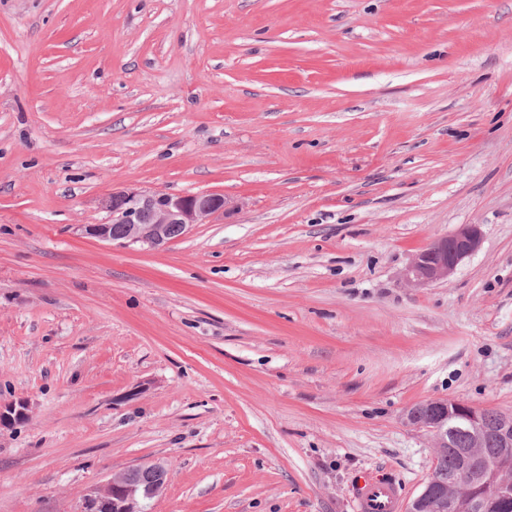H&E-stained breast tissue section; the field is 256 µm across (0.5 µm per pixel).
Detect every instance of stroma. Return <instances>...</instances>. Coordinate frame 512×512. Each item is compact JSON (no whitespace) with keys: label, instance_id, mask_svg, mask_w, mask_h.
Wrapping results in <instances>:
<instances>
[{"label":"stroma","instance_id":"35a3bbf8","mask_svg":"<svg viewBox=\"0 0 512 512\" xmlns=\"http://www.w3.org/2000/svg\"><path fill=\"white\" fill-rule=\"evenodd\" d=\"M117 187L226 205L156 251L75 233ZM446 398L512 413V0H0V512L146 463L150 512L410 500L405 415ZM480 243L479 225L462 224L453 233L436 239L419 252L403 270L402 278L414 288L447 281L458 265L478 250ZM353 498L355 512H402L405 501L399 482L376 474L360 476Z\"/></svg>","mask_w":512,"mask_h":512}]
</instances>
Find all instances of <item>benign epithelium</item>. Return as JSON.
<instances>
[{
  "instance_id": "benign-epithelium-1",
  "label": "benign epithelium",
  "mask_w": 512,
  "mask_h": 512,
  "mask_svg": "<svg viewBox=\"0 0 512 512\" xmlns=\"http://www.w3.org/2000/svg\"><path fill=\"white\" fill-rule=\"evenodd\" d=\"M224 196L218 193L198 192L173 194L145 192L120 188L102 200V208L109 213V221L102 224H79L75 227L81 236L95 238L101 242L123 248L140 247L157 249L170 241L167 228L180 225L182 232L195 224L205 223L210 216L224 210ZM124 224L127 231L121 239L112 238L110 225ZM481 243V231L477 224H463L453 233L430 243L419 252L402 272L404 282L414 288L446 281L458 265L475 253ZM424 413L410 411L407 422L433 435L435 447H448V417L460 414L467 418L474 438L470 453L475 455L486 440L498 442L503 452L493 459H484L476 467L464 472L459 486L450 493L439 491L429 480L424 490L414 501L433 502L435 512H456L463 499H472L479 492L477 504L484 508L488 504L501 508L512 502V415H501L496 429L484 424V408L466 405L454 400L436 399L426 402ZM29 405L25 400L0 403V425H9L17 417H28ZM146 469L158 475L157 483L141 492L129 484L128 473L112 477L105 486L85 500V512H147L146 502L158 496L166 483L165 470L157 465Z\"/></svg>"
}]
</instances>
